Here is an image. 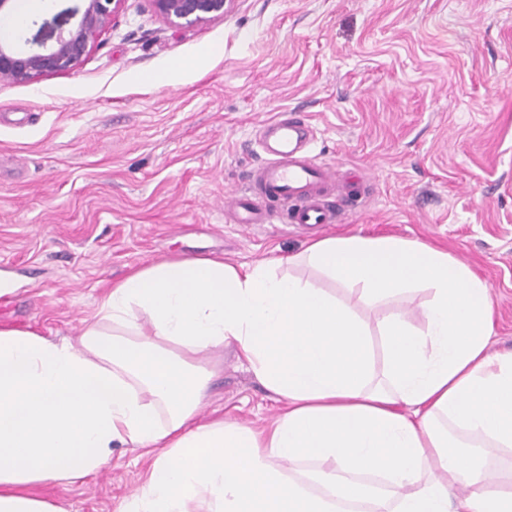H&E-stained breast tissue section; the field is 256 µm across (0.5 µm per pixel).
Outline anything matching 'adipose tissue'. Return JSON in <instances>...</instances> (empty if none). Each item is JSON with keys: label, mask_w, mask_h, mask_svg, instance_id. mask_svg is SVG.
<instances>
[{"label": "adipose tissue", "mask_w": 512, "mask_h": 512, "mask_svg": "<svg viewBox=\"0 0 512 512\" xmlns=\"http://www.w3.org/2000/svg\"><path fill=\"white\" fill-rule=\"evenodd\" d=\"M288 264L369 307L428 290L425 325L388 316L378 370L347 301L265 263L185 258L114 282L75 338L0 327V512H68L49 488L117 444L151 461L120 512H512V468L491 467L512 450V354L489 351L488 284L400 237L329 236ZM227 345L280 403L265 427L199 418Z\"/></svg>", "instance_id": "ef3b65f1"}]
</instances>
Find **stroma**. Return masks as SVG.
<instances>
[{"label":"stroma","instance_id":"35a3bbf8","mask_svg":"<svg viewBox=\"0 0 512 512\" xmlns=\"http://www.w3.org/2000/svg\"><path fill=\"white\" fill-rule=\"evenodd\" d=\"M191 62L172 80L144 71ZM308 115L313 150L361 180L342 221L233 224L255 133ZM393 236L447 249L489 285L491 350L512 354V0H234L175 28L126 0L81 66L0 79V326L79 335L101 294L152 263L285 259L325 236ZM427 292L361 308L375 357L394 311L421 325ZM205 416L254 428L279 407L233 346ZM145 469L112 451L96 479L51 489L69 512H119Z\"/></svg>","mask_w":512,"mask_h":512}]
</instances>
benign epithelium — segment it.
<instances>
[{
	"label": "benign epithelium",
	"mask_w": 512,
	"mask_h": 512,
	"mask_svg": "<svg viewBox=\"0 0 512 512\" xmlns=\"http://www.w3.org/2000/svg\"><path fill=\"white\" fill-rule=\"evenodd\" d=\"M126 0H72L50 18L32 21L21 43L0 40V77L18 83L76 70ZM170 26L205 24L226 14L234 0H150Z\"/></svg>",
	"instance_id": "1"
}]
</instances>
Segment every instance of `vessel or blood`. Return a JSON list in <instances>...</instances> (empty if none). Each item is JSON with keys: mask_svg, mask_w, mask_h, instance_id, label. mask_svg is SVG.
<instances>
[{"mask_svg": "<svg viewBox=\"0 0 512 512\" xmlns=\"http://www.w3.org/2000/svg\"><path fill=\"white\" fill-rule=\"evenodd\" d=\"M310 127L297 113L284 112L261 125L256 144L265 159L252 174V191L225 200L226 213L243 227L272 223L276 207L298 225L332 224L341 215L349 187L311 150Z\"/></svg>", "mask_w": 512, "mask_h": 512, "instance_id": "obj_1", "label": "vessel or blood"}]
</instances>
